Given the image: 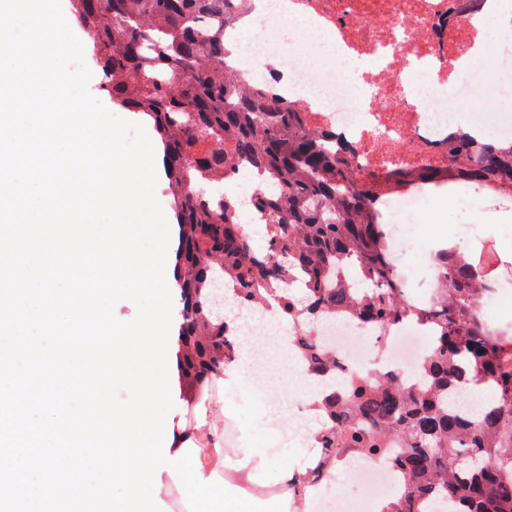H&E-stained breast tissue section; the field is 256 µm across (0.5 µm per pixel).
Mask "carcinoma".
Masks as SVG:
<instances>
[{
  "label": "carcinoma",
  "instance_id": "1",
  "mask_svg": "<svg viewBox=\"0 0 512 512\" xmlns=\"http://www.w3.org/2000/svg\"><path fill=\"white\" fill-rule=\"evenodd\" d=\"M92 42L112 102L149 116L164 144L179 225L182 323L180 378L199 388L224 374L236 340L211 316L213 275H230L240 301L255 304L285 287L288 268L306 277L305 297L283 307L314 325L320 312L348 310L367 322L410 323L434 331L421 365L427 382L411 387L392 374L366 381L349 404L353 415L329 418L326 447L374 451L391 438L404 443L405 474L388 512H426L448 501L455 512H512V336L491 335L477 307L493 276L448 248L436 255L439 288L417 306L406 297L391 259L374 185L357 180L349 159L323 145L304 113L225 67L224 31L200 20L232 21L233 0H72ZM244 162L278 188L256 195L266 214L264 245L240 223L239 202L213 203L193 185L235 178ZM395 188H439L457 181L512 192V140L492 142L451 134L448 165L390 172ZM483 385L492 403L474 416L448 410V385Z\"/></svg>",
  "mask_w": 512,
  "mask_h": 512
}]
</instances>
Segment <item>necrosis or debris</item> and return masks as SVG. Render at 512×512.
Masks as SVG:
<instances>
[{"label":"necrosis or debris","mask_w":512,"mask_h":512,"mask_svg":"<svg viewBox=\"0 0 512 512\" xmlns=\"http://www.w3.org/2000/svg\"><path fill=\"white\" fill-rule=\"evenodd\" d=\"M266 2L262 26L245 43V55L277 57L274 77L281 94L306 112L312 128L333 130L361 180L398 167L447 164L448 130L459 109L485 91L491 74L512 72V23L501 24L496 37H489L470 15L459 13L456 0H290L294 10L287 14L279 9L281 0ZM299 29L329 38L324 60L287 44V35ZM417 74L429 78V92L416 93L412 78ZM261 310L258 304L243 308L226 331L247 345L250 387L265 394L276 353L288 350L302 375L309 374L311 363L301 319L277 310L264 318ZM314 334L316 348L336 365L323 381L310 382L307 398L290 407L286 426L289 438L309 436L315 477L257 485L244 470H224L225 481L248 493L287 495L290 512H334L338 499L332 487L343 475L387 495L398 492L400 440H388L374 453L337 450L333 466L324 471L323 433L309 431L308 424L321 387L345 405L359 377L381 382L397 373L414 382L432 349L429 328L362 322L346 310L322 318Z\"/></svg>","instance_id":"1"}]
</instances>
